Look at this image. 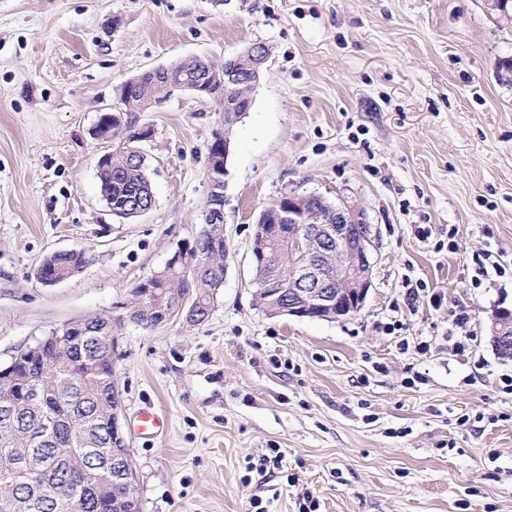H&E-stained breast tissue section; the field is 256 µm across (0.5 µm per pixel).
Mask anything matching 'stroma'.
<instances>
[{
  "mask_svg": "<svg viewBox=\"0 0 512 512\" xmlns=\"http://www.w3.org/2000/svg\"><path fill=\"white\" fill-rule=\"evenodd\" d=\"M256 42L270 56L233 127L221 99L187 91L132 113L152 130L155 205L112 216L96 167L126 134L92 130L122 84L195 57L220 69ZM510 59L512 17L490 0H0V366L69 320L118 319L141 512H249L254 497L264 512H512V359L490 332L512 311ZM221 133L228 255L208 318L123 321L132 288L200 232ZM291 191L364 212L356 315L257 303L256 218ZM58 250L92 260L42 286L34 270ZM484 250L506 275L476 288ZM409 280L425 285L411 303ZM147 409L166 421L154 436L134 428ZM230 153V142L226 137L218 136L210 147V157L213 156V166L210 168V175L207 177L208 191L212 190L215 183L221 182L226 175L225 161Z\"/></svg>",
  "mask_w": 512,
  "mask_h": 512,
  "instance_id": "35a3bbf8",
  "label": "stroma"
}]
</instances>
